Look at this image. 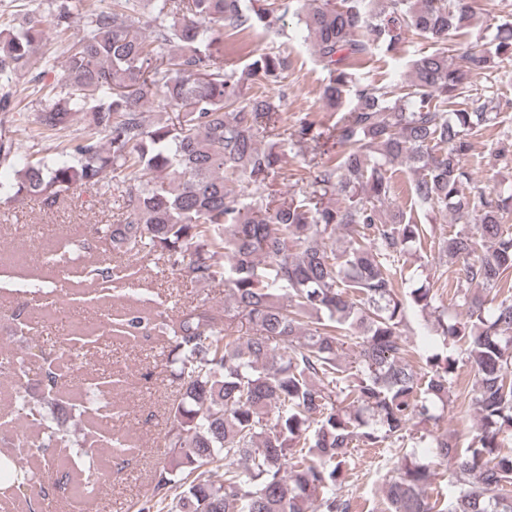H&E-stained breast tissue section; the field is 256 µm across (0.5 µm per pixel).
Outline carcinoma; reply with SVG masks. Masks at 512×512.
Instances as JSON below:
<instances>
[{
  "label": "carcinoma",
  "instance_id": "carcinoma-1",
  "mask_svg": "<svg viewBox=\"0 0 512 512\" xmlns=\"http://www.w3.org/2000/svg\"><path fill=\"white\" fill-rule=\"evenodd\" d=\"M289 12L328 73L326 106L340 113V153L316 164L314 191L302 198L268 192L284 133L264 147L257 140L278 111L266 86L287 78L288 58L258 53L239 76L218 63L224 41L276 34ZM70 14L63 2L50 19L0 31L1 86L15 82L47 27L68 30ZM476 19L473 0H262L247 9L242 0H112L67 43L64 90L46 87L37 123L77 135L58 161L25 159L0 197L25 193L51 207L77 184L107 193L110 175L124 187L126 216L93 234L195 283L222 282L233 301L222 316L202 304L152 322L132 309L119 319L122 335L165 336L178 364L170 458L135 512H352L336 489L351 448L404 447L409 426L448 401L460 362L476 379V434L464 445L446 432L430 442L470 480L451 485L439 508L426 495L434 467L405 455L385 474L388 510L512 512V453H502L512 446V295L490 296L512 277V191L485 193L465 164L472 136L499 119L500 99L475 79L512 61V20L497 22L487 42H451ZM410 32L436 48L410 61L403 82L357 76L356 64L397 51ZM292 137L300 147L321 134L302 121ZM398 164L412 174L415 204L451 214L454 228L390 208ZM413 244L458 262L468 284L458 295L466 320L440 315L435 325L442 345L463 342L461 358L434 353L423 373L407 360L403 327L407 310L432 308L433 295L396 288ZM237 319L252 333H236ZM56 356L32 341L1 360L0 373ZM38 377L42 397L16 396L17 412L43 427L40 447L74 444L65 376L49 366ZM74 464L75 478L95 470L84 449ZM0 479L21 491L36 475L1 452Z\"/></svg>",
  "mask_w": 512,
  "mask_h": 512
}]
</instances>
